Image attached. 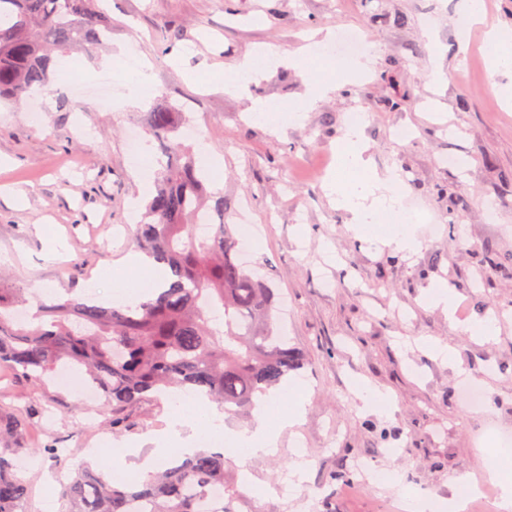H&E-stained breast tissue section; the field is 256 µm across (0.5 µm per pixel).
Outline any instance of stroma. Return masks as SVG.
Returning <instances> with one entry per match:
<instances>
[{"instance_id":"stroma-1","label":"stroma","mask_w":512,"mask_h":512,"mask_svg":"<svg viewBox=\"0 0 512 512\" xmlns=\"http://www.w3.org/2000/svg\"><path fill=\"white\" fill-rule=\"evenodd\" d=\"M112 38L88 54L61 52L47 93L23 105L0 101V275L43 297L80 295L107 284L93 278L136 252L133 208L150 192L131 165V134L150 140L146 114L167 100L208 144L220 164L209 190L231 203L228 221L252 225L262 242L254 268L270 272L280 296L278 325L304 358L296 377L307 390L295 428L271 456L229 461L238 484L235 512H392L398 491L448 500L461 477L484 478L512 433V108L507 79L491 74L479 44L462 48L463 0H103ZM360 34L375 59L316 105L309 79H327L325 64H296L306 37L326 31ZM136 46L149 66L144 99L123 85L109 101L85 99L84 111L60 108L75 96L69 75L87 84L91 66ZM263 53L262 70L235 93L219 76L247 55ZM277 106L284 130L250 121L253 101ZM365 112L368 155L378 171L394 170L404 199L431 221L415 233L416 253L375 249L354 232L348 214L324 191L336 173V143L353 112ZM38 113L31 123L30 113ZM300 120H291V113ZM412 128L410 140L391 136ZM25 191V202L15 194ZM67 249L47 260L55 238ZM447 285L459 297L457 317H498L491 341L461 334L447 315L422 302L424 288ZM447 345L454 358L431 356L424 340ZM476 380V405L462 399L457 376ZM392 397L388 409H362L359 384ZM24 410L52 409L32 444L66 449L64 465L34 458L22 477L26 512H63L59 490L71 474L95 466L93 449L132 440L164 424L166 408L136 411L135 429L112 432L99 403L73 389L36 386L0 375V394ZM305 439L309 477L297 499L258 497L256 486H282ZM250 474L254 488L242 486Z\"/></svg>"}]
</instances>
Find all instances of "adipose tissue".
I'll return each instance as SVG.
<instances>
[{"instance_id": "obj_1", "label": "adipose tissue", "mask_w": 512, "mask_h": 512, "mask_svg": "<svg viewBox=\"0 0 512 512\" xmlns=\"http://www.w3.org/2000/svg\"><path fill=\"white\" fill-rule=\"evenodd\" d=\"M368 149L362 126H347L336 146V161L342 175L327 185L337 206L347 211L351 223L360 228L388 223L396 215L401 199L399 176L392 171L381 173L372 167L366 156ZM144 265L143 257L132 253L124 258L120 271L108 268L103 275L111 279L115 294L132 305L139 302L144 293L137 278L139 269ZM301 388L302 384L297 380L285 386L284 391L292 397L293 403L274 426L268 424L266 413L260 408L255 413L252 426L237 431L220 430L218 423L223 420L224 412L209 402L204 403L202 413L167 416L163 427L124 448L113 458L107 470L117 478L127 477L131 473L143 478L153 471L156 461L170 452L172 446H180L185 454L191 455L203 450L219 434L245 446L251 455L274 454L282 429L294 426L301 417L302 405L296 400Z\"/></svg>"}]
</instances>
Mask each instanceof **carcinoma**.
I'll use <instances>...</instances> for the list:
<instances>
[{
  "instance_id": "obj_1",
  "label": "carcinoma",
  "mask_w": 512,
  "mask_h": 512,
  "mask_svg": "<svg viewBox=\"0 0 512 512\" xmlns=\"http://www.w3.org/2000/svg\"><path fill=\"white\" fill-rule=\"evenodd\" d=\"M111 35L112 18L100 0H0V97L24 103L48 85L54 50L92 49ZM179 118L164 101L147 113L167 162L136 225L143 253L170 269L167 286L134 307L89 296L39 298L20 321V289L0 283V369L40 384L61 367H85L114 428L130 427L129 411L160 402L161 393L203 392L224 413L249 416L302 365L300 352L276 329L271 278L238 261L237 226L212 224L209 235L195 233L202 219L224 215L228 203L208 191L193 147L172 142ZM214 308L224 311L221 327L211 322ZM35 417L0 404V512H25L19 456L64 462L55 445L26 443ZM227 464L222 453H198L171 460L144 481L121 483L86 467L60 494L66 512H199V500L219 484L227 499L214 512H234L239 493L225 483Z\"/></svg>"
}]
</instances>
